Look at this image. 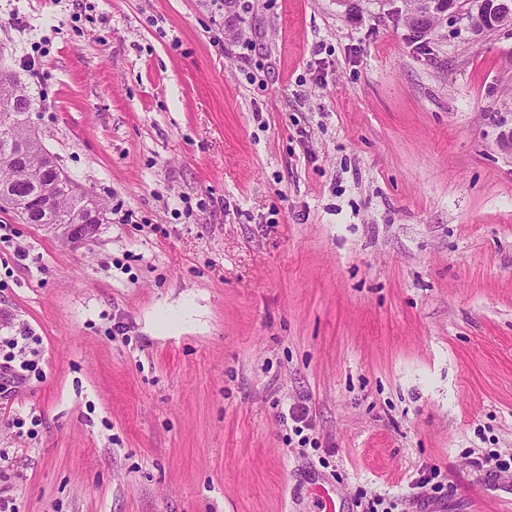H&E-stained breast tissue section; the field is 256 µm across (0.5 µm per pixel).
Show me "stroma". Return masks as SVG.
<instances>
[{"instance_id": "stroma-1", "label": "stroma", "mask_w": 512, "mask_h": 512, "mask_svg": "<svg viewBox=\"0 0 512 512\" xmlns=\"http://www.w3.org/2000/svg\"><path fill=\"white\" fill-rule=\"evenodd\" d=\"M400 4L0 0L109 218L0 209V335L41 371L0 392L15 512H512L472 465L512 453V31L462 0L424 53Z\"/></svg>"}]
</instances>
